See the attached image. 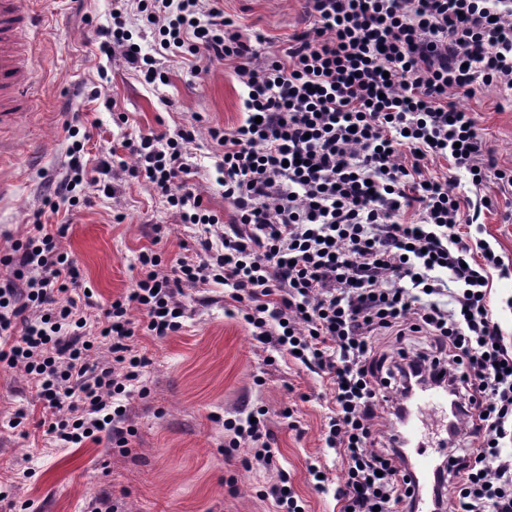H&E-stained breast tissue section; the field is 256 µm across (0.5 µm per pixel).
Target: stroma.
Wrapping results in <instances>:
<instances>
[{
    "label": "stroma",
    "mask_w": 512,
    "mask_h": 512,
    "mask_svg": "<svg viewBox=\"0 0 512 512\" xmlns=\"http://www.w3.org/2000/svg\"><path fill=\"white\" fill-rule=\"evenodd\" d=\"M41 42L33 58L28 99L33 108L19 125L0 126V140L16 142L11 163L0 179L12 181L9 199L0 200V256L25 236L29 224L42 220L63 229V248L77 262L93 304L88 322L101 319L110 302L131 288L140 275L138 252L150 246L151 227L163 225L159 248L168 256H193L194 230L178 224L162 197L133 178L134 159L124 149L127 138L152 129L174 133L195 124L196 138L186 151L198 173L192 182L205 203L223 217L232 209L217 183L215 145L209 130L229 128L244 119L243 86L232 64L201 61L191 72L188 61H164L167 84L144 83L129 67L122 51L102 55L98 27L110 25L113 9H121L126 27L143 52H152L154 37L141 21L134 0H30ZM243 38L260 33V52L287 48L291 38L311 27L305 0H224ZM107 69V80L98 72ZM459 108L474 112L500 165L512 167V90L479 87L474 94L453 96ZM89 132L84 152L98 159L115 150L113 196L96 185L85 188L87 202L69 213H52L42 199L68 172L72 143L66 126ZM433 176L450 175V190L459 196L481 193L490 201L479 218L487 240L505 266L490 273V305L504 343L512 351V188L488 179L474 189L466 171H450L444 159L428 163ZM183 327L164 338L137 335L132 344L146 360L147 396H133L127 425L136 434L131 453L85 442L56 448L39 422L42 404L23 372L0 366V483H14L12 503L0 512H24V502L37 512H86L91 498L107 494L118 512H273L261 492L280 480L303 502L305 512H338L334 492L343 480L342 458L326 448L324 431L330 393L319 376L257 342L242 321L236 302L224 288L184 287ZM267 410L275 436L271 465L246 464V449L228 451L224 422L256 407ZM27 416L15 429L5 423L18 408ZM325 470L326 491L313 485L310 466ZM30 477H23V470Z\"/></svg>",
    "instance_id": "stroma-1"
}]
</instances>
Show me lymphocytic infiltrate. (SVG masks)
I'll list each match as a JSON object with an SVG mask.
<instances>
[{
    "mask_svg": "<svg viewBox=\"0 0 512 512\" xmlns=\"http://www.w3.org/2000/svg\"><path fill=\"white\" fill-rule=\"evenodd\" d=\"M137 11L157 56L135 51L120 26L96 36L101 53L122 49L147 82L163 79L161 56L234 65L247 117L210 130L233 218L223 224L190 182L194 126L151 131L126 144L131 173L202 229L197 260L141 250L140 278L92 326L74 296L79 271L46 225H31L0 258L12 270L0 282V363L34 381L45 435L60 448L106 436L128 450L126 403L145 366L131 337L178 332L183 285L215 283L259 343L329 383L325 443L346 462L339 512H412L405 448L378 440L376 424L384 411L402 418L403 406L385 409L379 395L408 396L410 376L448 391V441L459 454L433 477L437 512H512V456L500 446L512 438V353L488 292L501 262L487 241L461 236L480 203L426 174L442 157L474 188L491 176L512 187L475 114L448 100L479 84L512 88V0H308L312 26L267 57L225 17L223 0H138ZM80 152L72 145L68 175L44 200L52 212L79 206L89 172L110 166H88ZM447 287L448 307L437 300ZM103 345L107 358L93 359ZM461 420L478 447H462ZM224 429L229 447L270 464L275 437L264 420L228 419Z\"/></svg>",
    "mask_w": 512,
    "mask_h": 512,
    "instance_id": "1",
    "label": "lymphocytic infiltrate"
}]
</instances>
